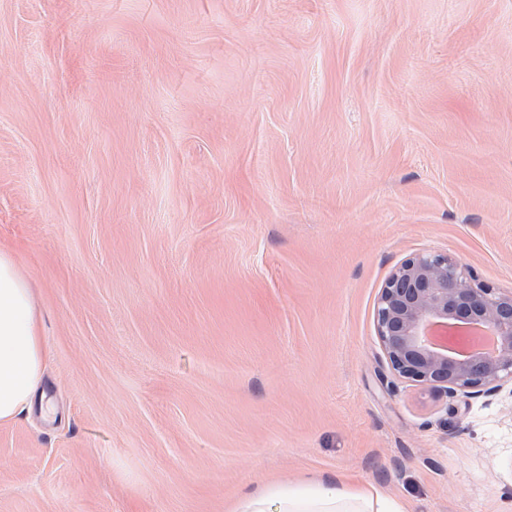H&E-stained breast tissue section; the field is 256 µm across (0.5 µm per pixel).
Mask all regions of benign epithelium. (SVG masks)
Masks as SVG:
<instances>
[{
    "mask_svg": "<svg viewBox=\"0 0 512 512\" xmlns=\"http://www.w3.org/2000/svg\"><path fill=\"white\" fill-rule=\"evenodd\" d=\"M488 327L497 353L472 363L429 343L432 325ZM377 334L391 369L400 377L443 389L452 397L492 396L512 383V294L476 282L445 253L407 258L381 289Z\"/></svg>",
    "mask_w": 512,
    "mask_h": 512,
    "instance_id": "1",
    "label": "benign epithelium"
}]
</instances>
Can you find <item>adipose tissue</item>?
I'll list each match as a JSON object with an SVG mask.
<instances>
[{"label":"adipose tissue","instance_id":"obj_1","mask_svg":"<svg viewBox=\"0 0 512 512\" xmlns=\"http://www.w3.org/2000/svg\"><path fill=\"white\" fill-rule=\"evenodd\" d=\"M49 353L28 280L0 248V422L31 410ZM229 512H407L372 483L345 473L306 483L274 482L238 498Z\"/></svg>","mask_w":512,"mask_h":512}]
</instances>
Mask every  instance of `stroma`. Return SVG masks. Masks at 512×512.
<instances>
[{
    "label": "stroma",
    "mask_w": 512,
    "mask_h": 512,
    "mask_svg": "<svg viewBox=\"0 0 512 512\" xmlns=\"http://www.w3.org/2000/svg\"><path fill=\"white\" fill-rule=\"evenodd\" d=\"M0 245L52 358L0 512H225L338 471L512 512V392L398 377L386 280L512 293V0H0Z\"/></svg>",
    "instance_id": "35a3bbf8"
}]
</instances>
